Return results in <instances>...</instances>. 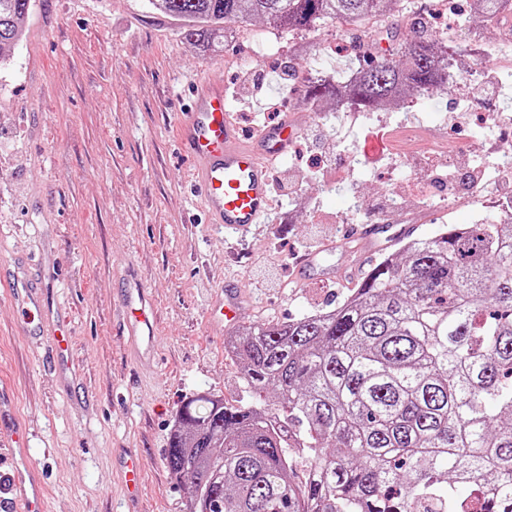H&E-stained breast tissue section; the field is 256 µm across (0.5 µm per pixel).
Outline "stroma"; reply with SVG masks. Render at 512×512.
Returning <instances> with one entry per match:
<instances>
[{
  "label": "stroma",
  "instance_id": "35a3bbf8",
  "mask_svg": "<svg viewBox=\"0 0 512 512\" xmlns=\"http://www.w3.org/2000/svg\"><path fill=\"white\" fill-rule=\"evenodd\" d=\"M397 0L359 28L329 22L308 33L237 22L218 51L186 41L181 24L149 0H32L24 41L0 65V272L37 289L53 308L25 326L0 283V380L15 391L49 512H127L117 460L137 449L145 473L140 512H187L189 482L165 456L183 404L204 393L250 400L225 331L210 328L225 285L241 288L240 322L285 321L330 309L363 274L348 225L499 221L508 187L482 194L471 169L512 168V30L486 29L477 74L456 87L410 96L403 109L312 111L310 76L346 79L370 63L368 34L386 46L415 35L419 20L461 59L454 20L467 0ZM224 81L246 138L283 119L312 152L269 161L279 181L263 223L225 238L205 221L194 166L176 116L210 75ZM467 122L450 127L451 112ZM335 244L338 272L298 274L303 247ZM155 311L158 360L143 368L120 320L124 281ZM69 330L72 378L53 370V327Z\"/></svg>",
  "mask_w": 512,
  "mask_h": 512
}]
</instances>
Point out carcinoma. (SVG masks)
Instances as JSON below:
<instances>
[{
  "label": "carcinoma",
  "mask_w": 512,
  "mask_h": 512,
  "mask_svg": "<svg viewBox=\"0 0 512 512\" xmlns=\"http://www.w3.org/2000/svg\"><path fill=\"white\" fill-rule=\"evenodd\" d=\"M395 2L151 0L205 51L240 19L364 25ZM481 2L489 18L512 14V0ZM30 4L0 0V62ZM356 74L311 80L307 97L372 111L458 77L454 53L427 34ZM224 350L268 396L183 405L167 462L190 480L189 512H512V220L413 238L336 308L241 325Z\"/></svg>",
  "instance_id": "obj_1"
}]
</instances>
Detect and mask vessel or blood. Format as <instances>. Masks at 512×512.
Here are the masks:
<instances>
[{
  "label": "vessel or blood",
  "mask_w": 512,
  "mask_h": 512,
  "mask_svg": "<svg viewBox=\"0 0 512 512\" xmlns=\"http://www.w3.org/2000/svg\"><path fill=\"white\" fill-rule=\"evenodd\" d=\"M179 137L192 152L196 175L202 186V203L212 223L222 225L225 235L245 236L253 225L262 223L270 208V177L267 160L287 154L295 130L284 120L265 126L256 143L244 142L227 109L222 81L209 79L198 91L189 112L177 124ZM412 224H354L348 230L368 252L383 250L393 241L411 236ZM298 273L320 279L332 277L334 265L319 252L305 254L295 262ZM124 307L126 326L135 338L136 356L149 362L155 357L153 316L143 288L127 284ZM12 300L24 322L48 319L50 308L35 290L17 284ZM242 302L240 291L226 286L214 305L213 323L230 327ZM9 400L0 394V459L11 460V474L0 488V512H47L46 491L41 477L28 457L25 431L9 426ZM119 469L129 496H137L141 485L138 455L127 454Z\"/></svg>",
  "instance_id": "vessel-or-blood-1"
}]
</instances>
